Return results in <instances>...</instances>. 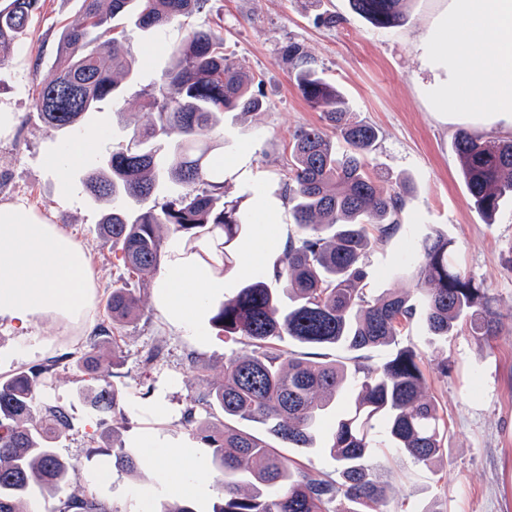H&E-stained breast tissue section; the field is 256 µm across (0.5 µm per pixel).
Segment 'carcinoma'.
<instances>
[{
  "mask_svg": "<svg viewBox=\"0 0 512 512\" xmlns=\"http://www.w3.org/2000/svg\"><path fill=\"white\" fill-rule=\"evenodd\" d=\"M41 0H0V61L26 38ZM76 21L62 33L55 77L35 100L39 119L61 133L81 120L119 84L133 76L138 60L111 19L124 15L144 29H160L206 8L207 0H77ZM412 0H350L353 10L381 28L401 25ZM282 57L323 125L292 137V164L285 197L293 202L295 237L273 264L271 288L261 275L225 299L212 316L224 338L248 339L251 353L224 360V381L184 412L189 437L212 449L221 476L213 512H375L390 484L385 460L407 455L431 464L448 449V426L435 400L424 396V360L413 348L397 349L375 369L360 372L340 360H314L281 347L332 346L350 352L398 344L407 324L422 312L433 336L448 337L464 325L489 339L502 322L489 289L452 263V242L435 233L415 247L413 292L388 288L366 292L367 257L393 235L409 188L390 187L370 173L367 157L379 132L349 118L342 93L317 76L299 42ZM161 81L142 108L154 114L132 126L114 113L128 139L89 175L86 189L112 208L98 225L104 242L120 248L128 270L143 283L159 270L161 227L184 239L185 255L220 275L235 267L234 248L254 216L238 200L224 199L223 120L226 112L264 108L255 74L210 29L191 30L173 48ZM345 143L340 150L327 134ZM468 193L490 217L512 196V140L459 132L453 141ZM168 188L161 201L128 217L125 201ZM106 312L113 324L144 315L139 298L112 285ZM105 327L89 337L76 368L95 381L90 406L107 424L123 395L111 377L115 356L100 353ZM61 359L0 377V512H20L37 488L67 487L58 512H115L80 482L76 463L59 456L55 443L67 436V410L37 400L38 385ZM202 409L205 417L197 416ZM336 415L322 449L336 461V477L316 474L283 455V448H312L325 420ZM262 431L256 432L251 425ZM112 465L136 474V453L119 444Z\"/></svg>",
  "mask_w": 512,
  "mask_h": 512,
  "instance_id": "1",
  "label": "carcinoma"
}]
</instances>
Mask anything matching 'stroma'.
<instances>
[{
    "label": "stroma",
    "mask_w": 512,
    "mask_h": 512,
    "mask_svg": "<svg viewBox=\"0 0 512 512\" xmlns=\"http://www.w3.org/2000/svg\"><path fill=\"white\" fill-rule=\"evenodd\" d=\"M445 6L446 0H413L406 22L392 30L372 26L352 11L349 0H318L314 6L304 0H208L202 13L159 30L114 19L142 64L117 97L101 101L83 120L78 134L97 132L101 140L81 163L63 171L53 159L77 134L46 128L35 98L56 73L58 40L77 16V0H41L25 41L0 61V113L12 117L10 126L0 130V204H26L70 233L85 250L97 284L92 324L73 334L45 320L38 333L52 344L29 357H15L19 334L1 325L0 375L76 351L106 324L104 305L113 284L135 289L145 308L144 318L115 332L121 358L114 372L126 386L127 402L114 430L97 426L96 413L83 399L88 383L70 364H59L37 390L39 400L64 406L71 415L72 429L57 442L58 452L77 463L82 483L115 512H138L145 501L151 512H160L170 498L160 474L145 468L136 477L116 469L111 482L98 481L102 452L119 443L137 447L154 432L172 441L187 440L186 408L209 384L222 380L225 358L251 350L246 340H225L211 322L212 309L237 292L249 271L239 266L223 277L209 311L199 316L202 338L184 335L162 310L155 281L139 282L120 251L101 240L102 208L83 184L92 164L126 142L112 125L114 112L130 109L133 122L151 121V114L136 105L168 67L169 49L193 27L217 31L228 51L261 81L267 103L263 112L249 118L224 115L223 160L228 197L241 199L254 215L267 211L275 217L266 226L252 224L238 244L243 251L264 239L269 261L262 264L263 272H271L272 261L296 233L284 194L291 136L321 123L281 59L282 46L297 41L313 57L319 76L346 97L352 119L378 129L371 165L387 181L401 178L413 186L398 230L369 255L371 293L411 288L410 279L397 271L411 261L419 241L439 231L455 243L452 261L489 286L495 298L502 329L490 340L475 338L464 327L436 338L419 317L404 330L402 345L426 355L427 393L448 423V451L430 465L408 457L390 462L394 490L380 503V512H512V199H505L494 222L486 223L471 204L453 148L462 130L512 139V120L430 111L422 88L433 75L421 62L416 37ZM325 14L335 16V25L322 22ZM159 402L169 408L164 424L152 417L151 408Z\"/></svg>",
    "instance_id": "obj_1"
}]
</instances>
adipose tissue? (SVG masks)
<instances>
[{
  "mask_svg": "<svg viewBox=\"0 0 512 512\" xmlns=\"http://www.w3.org/2000/svg\"><path fill=\"white\" fill-rule=\"evenodd\" d=\"M423 62L440 77L426 91L433 112L512 116V0H448L420 38ZM162 305L185 335H198L196 315L219 287L211 267L173 256L158 276ZM96 283L82 247L58 225L22 204H0V324L19 332L18 354L45 319L83 324L95 304ZM142 463L161 469L173 500L197 495L203 463L194 448L151 434Z\"/></svg>",
  "mask_w": 512,
  "mask_h": 512,
  "instance_id": "adipose-tissue-1",
  "label": "adipose tissue"
}]
</instances>
